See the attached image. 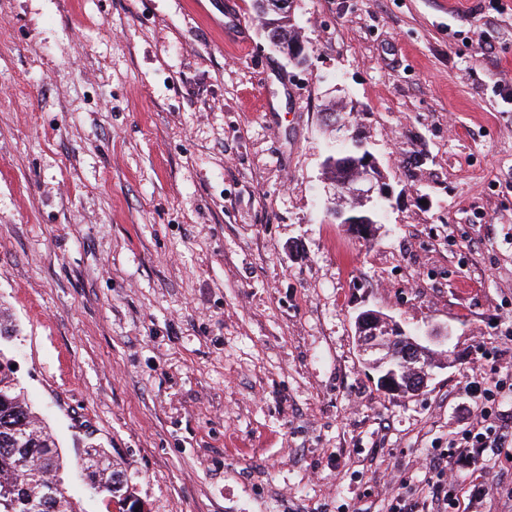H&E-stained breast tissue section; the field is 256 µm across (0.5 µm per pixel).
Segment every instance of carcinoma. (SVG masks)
<instances>
[{"instance_id": "cac0c4a2", "label": "carcinoma", "mask_w": 512, "mask_h": 512, "mask_svg": "<svg viewBox=\"0 0 512 512\" xmlns=\"http://www.w3.org/2000/svg\"><path fill=\"white\" fill-rule=\"evenodd\" d=\"M255 10L262 16L270 32L282 38H294V25L284 16L264 14L263 0H254ZM343 157L330 155L325 161L327 174L335 182L350 183L353 170L342 163ZM13 340V329L0 318V512H82L73 500L64 479L49 485L42 474L32 468L24 469L19 461L24 456H38L45 468L61 473L58 446L46 426L28 404L21 391L20 381L11 368L4 349ZM81 468L85 473L90 495L107 502V512H134L137 499L124 478L103 449L90 446L83 451Z\"/></svg>"}]
</instances>
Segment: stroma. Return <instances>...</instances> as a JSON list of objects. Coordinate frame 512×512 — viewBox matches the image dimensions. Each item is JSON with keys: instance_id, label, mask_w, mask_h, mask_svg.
Instances as JSON below:
<instances>
[{"instance_id": "1", "label": "stroma", "mask_w": 512, "mask_h": 512, "mask_svg": "<svg viewBox=\"0 0 512 512\" xmlns=\"http://www.w3.org/2000/svg\"><path fill=\"white\" fill-rule=\"evenodd\" d=\"M309 61L253 0H0V309L84 512L106 448L145 512H385L512 370V0H296ZM346 105L347 133L325 110ZM391 188L370 239L325 160ZM441 327L383 391L356 317ZM462 512L512 461L457 457ZM356 149L350 153V160L347 166L358 173V179L351 186L350 193L361 206L373 200V194L384 198L389 193V185L386 183L374 155L365 152L363 144H356ZM353 145L352 148L353 149ZM349 149L343 156L329 155L325 161L326 173L336 183H351L354 179V172L343 163V158L350 152Z\"/></svg>"}]
</instances>
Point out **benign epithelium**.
Instances as JSON below:
<instances>
[{
	"label": "benign epithelium",
	"instance_id": "benign-epithelium-1",
	"mask_svg": "<svg viewBox=\"0 0 512 512\" xmlns=\"http://www.w3.org/2000/svg\"><path fill=\"white\" fill-rule=\"evenodd\" d=\"M269 41L290 60L297 63L306 61L307 52L301 41H285L273 35L269 36ZM347 166L358 173V179L352 184L350 194L359 204H366L373 200L375 195L384 198L389 193V185L386 183L374 155L365 151L364 145H356V149L350 153ZM336 219L360 236L368 234L371 229V221L361 210L349 214L341 211L336 214ZM356 323L358 342L363 353L381 352L390 340L400 341V346L403 347L400 353V370L390 369L387 371L383 368V364L389 361L387 356L376 362V367L381 372L378 383L382 388L414 394L426 387L428 377L423 375L420 366H422L424 358L430 354L427 347L420 344L417 338L408 335L398 324L384 318L376 311L361 312L357 316Z\"/></svg>",
	"mask_w": 512,
	"mask_h": 512
}]
</instances>
